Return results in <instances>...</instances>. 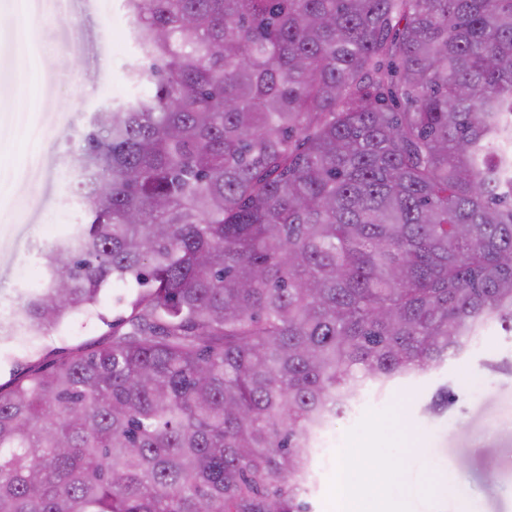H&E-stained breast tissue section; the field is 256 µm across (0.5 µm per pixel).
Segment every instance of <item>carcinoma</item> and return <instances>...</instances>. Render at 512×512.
Wrapping results in <instances>:
<instances>
[{
  "label": "carcinoma",
  "instance_id": "1",
  "mask_svg": "<svg viewBox=\"0 0 512 512\" xmlns=\"http://www.w3.org/2000/svg\"><path fill=\"white\" fill-rule=\"evenodd\" d=\"M124 5L149 92L0 342L127 315L0 384V512H310L359 391L512 334V0ZM127 288H123L121 283L112 281L106 286L102 294L100 311L106 317L108 321L117 318L121 314V310L118 308L116 301L118 298L123 297L127 293Z\"/></svg>",
  "mask_w": 512,
  "mask_h": 512
}]
</instances>
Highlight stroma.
I'll use <instances>...</instances> for the list:
<instances>
[{
  "mask_svg": "<svg viewBox=\"0 0 512 512\" xmlns=\"http://www.w3.org/2000/svg\"><path fill=\"white\" fill-rule=\"evenodd\" d=\"M133 22L123 0H0V312L19 288L38 284L39 246L68 234L83 219L72 201V157L83 147L92 112L140 90L128 79L139 61ZM50 58L75 69L44 68ZM122 284L106 286L102 319L77 320L31 342L0 343V383L61 352L97 343L117 318ZM512 360V335L488 323L464 358L404 380L362 405L356 420L337 419L335 445L315 464L314 512H336V462L345 448L369 446L359 512H512V374L489 364ZM445 385L459 399L428 412ZM393 466L402 482L388 486L378 470Z\"/></svg>",
  "mask_w": 512,
  "mask_h": 512,
  "instance_id": "stroma-1",
  "label": "stroma"
}]
</instances>
